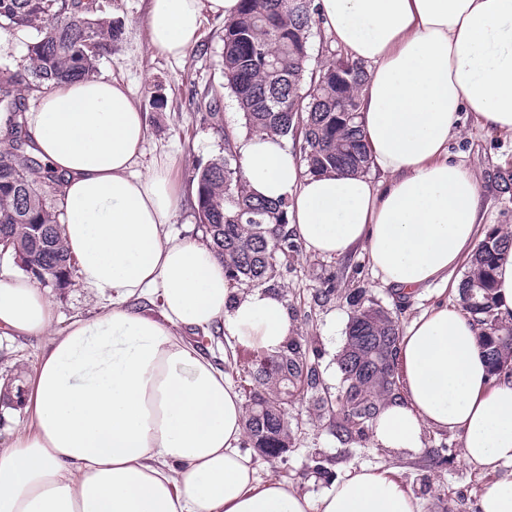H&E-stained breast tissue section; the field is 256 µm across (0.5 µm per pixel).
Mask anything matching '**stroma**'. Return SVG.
<instances>
[{
	"mask_svg": "<svg viewBox=\"0 0 512 512\" xmlns=\"http://www.w3.org/2000/svg\"><path fill=\"white\" fill-rule=\"evenodd\" d=\"M106 12L121 29L110 57L100 61L97 75L115 78L128 88L134 102L147 115L148 131L142 165L155 160L174 167L179 207L175 224L186 235L201 237L196 210L195 170L222 155L221 128L240 129L237 104L223 89L221 70L224 19L206 16L202 40L178 60L158 56L148 40V0H102ZM162 108H154V99ZM454 158L475 176L487 209L488 228H512V192L499 193L492 182L496 170L512 167V134L486 133L478 129L471 113L461 116L460 132L448 143ZM338 277V291L330 301L317 294L324 280ZM276 287L288 301L292 334L312 343L321 366L323 385L329 395H338L341 373L338 359L346 340V328L354 308L347 302L350 292L363 291L365 298L396 307L400 324H408L429 306L443 301L438 288L411 295L400 302L398 293L376 279L362 252L329 257L307 249L281 259ZM40 344L28 338L0 337V378L20 384L34 364ZM302 420V432L285 459L272 462L254 457L260 477L271 476L294 492L316 499L333 481L354 469L368 466L394 470L396 476L421 500L425 512H478L486 475L465 466L460 457L459 437L426 429L425 444L416 453L374 447L371 440L339 441L326 424L309 420L306 403L290 414ZM453 449L451 463L435 466L433 457ZM321 454L330 472L319 478L308 472L312 454Z\"/></svg>",
	"mask_w": 512,
	"mask_h": 512,
	"instance_id": "stroma-1",
	"label": "stroma"
}]
</instances>
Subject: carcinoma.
I'll use <instances>...</instances> for the list:
<instances>
[{"label": "carcinoma", "instance_id": "carcinoma-1", "mask_svg": "<svg viewBox=\"0 0 512 512\" xmlns=\"http://www.w3.org/2000/svg\"><path fill=\"white\" fill-rule=\"evenodd\" d=\"M321 21L314 0H240L224 21L221 55L223 88L242 113L249 137L264 134L298 139L299 159L309 174L366 173L370 159L358 125L359 89L366 66L342 53L328 65L308 69L309 39ZM0 26L31 31L25 63L0 68V254L21 262V269L55 288L72 285V264L64 249L61 212L44 193L61 192L63 176L33 155L25 123L28 96L52 81L90 78L100 60L112 55L120 30L99 0H0ZM347 68V81L326 79ZM289 111H276L279 101ZM350 111H345V108ZM196 207L202 232L224 260L236 288L275 289L278 259L298 251L288 229L289 201L257 199L250 193L236 150V136L224 131V155L197 169ZM512 244V232H493L492 246L479 243L469 260L461 290L477 283L479 305L469 314L496 333L481 332L480 347L493 373L512 359V336L494 311L493 271L497 255ZM355 306L339 359L341 393L320 395L322 375L310 347L291 337L277 352L243 348L248 386L246 435L267 459H282L294 443L288 421L298 398H307L314 418L329 423L341 440L369 434L381 407L398 393L394 359L400 337L391 309H360L362 292L347 295Z\"/></svg>", "mask_w": 512, "mask_h": 512}]
</instances>
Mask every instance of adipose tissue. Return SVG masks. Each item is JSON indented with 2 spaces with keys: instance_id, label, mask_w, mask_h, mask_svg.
I'll list each match as a JSON object with an SVG mask.
<instances>
[{
  "instance_id": "obj_1",
  "label": "adipose tissue",
  "mask_w": 512,
  "mask_h": 512,
  "mask_svg": "<svg viewBox=\"0 0 512 512\" xmlns=\"http://www.w3.org/2000/svg\"><path fill=\"white\" fill-rule=\"evenodd\" d=\"M335 45L361 60L365 174L310 175L285 140L240 143L250 189L288 199L309 251L363 249L400 293L458 290L481 241L477 181L448 153L462 113L512 132V0H316ZM238 0H150L152 49L177 59L204 12ZM34 153L65 173L62 236L77 283L97 301L57 328L55 305L26 272L0 271V334L44 346L27 375V423L0 446V512H423L386 470L363 467L318 500L261 478L241 449L246 409L186 332L221 330L268 352L291 334L281 293L230 287L203 241L174 234L171 166L139 169L147 118L116 80L65 81L25 115ZM145 300L132 308L131 300ZM477 328L451 303L400 333L397 397L373 445L415 451L432 427L459 435L462 460L489 475L480 512H512V371L489 374Z\"/></svg>"
}]
</instances>
